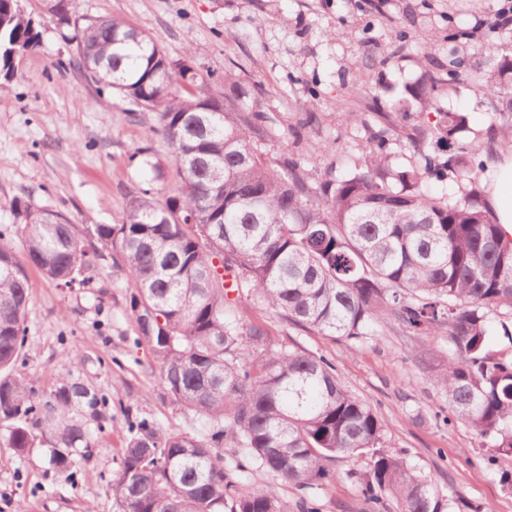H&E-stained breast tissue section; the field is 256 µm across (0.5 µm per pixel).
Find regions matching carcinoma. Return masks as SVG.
Listing matches in <instances>:
<instances>
[{
	"label": "carcinoma",
	"instance_id": "obj_1",
	"mask_svg": "<svg viewBox=\"0 0 512 512\" xmlns=\"http://www.w3.org/2000/svg\"><path fill=\"white\" fill-rule=\"evenodd\" d=\"M71 28L68 66L116 95L172 150L178 180L164 193L135 192L121 220L78 228L66 215L17 200V224L0 229V429L18 456L36 441L48 464L67 472L90 460L112 423L107 401L88 385L60 380L38 394L16 363L27 343L28 269L65 288L108 257L134 284L128 314L137 342L159 365L165 391L204 422L200 432L167 429L127 415V442L110 481L112 512H320L336 481L331 463L369 458L350 470L362 512H453L455 500L400 453L384 448L385 426L326 358L268 348L265 328L238 306L249 298L291 324L360 340L392 319L439 338L447 351L434 383L448 411L482 446L512 455V355L486 350L500 309L512 311V239L486 209L482 150L512 147V55L490 56L469 74L503 122L486 140L442 157L425 128L408 136L419 164L392 169L385 148L404 135L391 123L370 134L356 171H325L312 183L300 161L266 162L263 114L243 106L248 90L224 75L220 95L199 88L185 61L116 17L78 14L75 0H50ZM38 46L18 0H0V65ZM439 79L409 88L415 120L435 107ZM468 127L440 113V141ZM449 178L459 194L427 189ZM21 250H16L13 236ZM260 471L273 484L242 491ZM291 484L296 500L280 495Z\"/></svg>",
	"mask_w": 512,
	"mask_h": 512
}]
</instances>
